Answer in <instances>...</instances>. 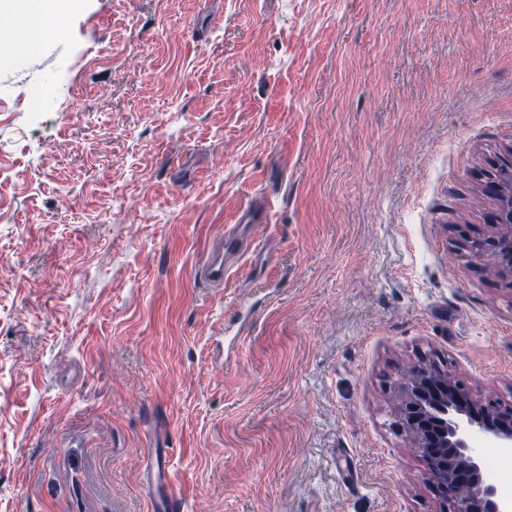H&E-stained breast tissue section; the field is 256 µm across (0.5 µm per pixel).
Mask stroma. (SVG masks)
Returning a JSON list of instances; mask_svg holds the SVG:
<instances>
[{"label":"stroma","instance_id":"obj_1","mask_svg":"<svg viewBox=\"0 0 512 512\" xmlns=\"http://www.w3.org/2000/svg\"><path fill=\"white\" fill-rule=\"evenodd\" d=\"M509 156L512 0L0 29V512H154L161 462L182 512H440L399 384L441 357L512 403V287L458 244ZM265 200L264 251L207 287ZM270 216L269 205L245 209L237 224L225 232L224 240L218 241L209 249L206 261L198 269L200 279L211 288H229L233 283L239 255L247 250H257L254 243L244 239L243 229L252 224H268Z\"/></svg>","mask_w":512,"mask_h":512}]
</instances>
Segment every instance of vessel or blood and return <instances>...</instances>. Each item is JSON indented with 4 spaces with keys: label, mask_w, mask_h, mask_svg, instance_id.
<instances>
[{
    "label": "vessel or blood",
    "mask_w": 512,
    "mask_h": 512,
    "mask_svg": "<svg viewBox=\"0 0 512 512\" xmlns=\"http://www.w3.org/2000/svg\"><path fill=\"white\" fill-rule=\"evenodd\" d=\"M270 216L271 208L267 205L245 209L237 225L227 230L223 240L210 248L206 261L198 270L200 279L213 288L230 287L240 254L252 247L244 237V227L269 223ZM149 493L157 501L160 512H178L180 498L171 488L164 469H157Z\"/></svg>",
    "instance_id": "vessel-or-blood-1"
}]
</instances>
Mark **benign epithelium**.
<instances>
[{
    "label": "benign epithelium",
    "mask_w": 512,
    "mask_h": 512,
    "mask_svg": "<svg viewBox=\"0 0 512 512\" xmlns=\"http://www.w3.org/2000/svg\"><path fill=\"white\" fill-rule=\"evenodd\" d=\"M483 241L487 253L497 256V276L512 286V225H492ZM397 417L424 460V478L444 512H512V502L481 481L476 451L478 441L489 440L512 452L511 406L476 398L462 380L421 363L400 387Z\"/></svg>",
    "instance_id": "1"
}]
</instances>
